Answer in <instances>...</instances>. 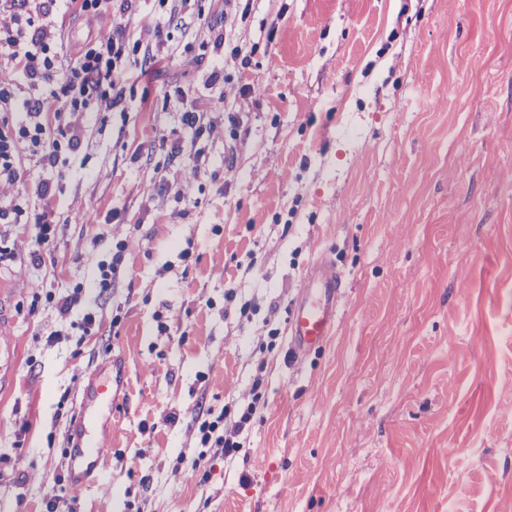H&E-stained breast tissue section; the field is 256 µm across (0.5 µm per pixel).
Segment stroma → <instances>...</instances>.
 <instances>
[{
  "label": "stroma",
  "mask_w": 512,
  "mask_h": 512,
  "mask_svg": "<svg viewBox=\"0 0 512 512\" xmlns=\"http://www.w3.org/2000/svg\"><path fill=\"white\" fill-rule=\"evenodd\" d=\"M65 9L64 62L112 23ZM157 28L126 110L81 114L56 168L19 152L0 188L27 216L0 223V512L62 486L68 512H512V0H138L132 38ZM177 86L211 135L191 140ZM323 255L345 296L295 358ZM105 363L128 390L74 490ZM257 388L242 450L205 447L201 420L234 424ZM82 399L84 411L73 425L72 448H69V471L73 488H81L98 476L106 461L105 448L96 439L101 433L103 419L112 415L124 387V373L103 375L98 368L90 376Z\"/></svg>",
  "instance_id": "stroma-1"
}]
</instances>
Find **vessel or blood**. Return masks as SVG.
Here are the masks:
<instances>
[{
  "label": "vessel or blood",
  "mask_w": 512,
  "mask_h": 512,
  "mask_svg": "<svg viewBox=\"0 0 512 512\" xmlns=\"http://www.w3.org/2000/svg\"><path fill=\"white\" fill-rule=\"evenodd\" d=\"M308 282L289 322L292 348L298 355L322 346L331 335L336 325L344 275L324 258L314 265ZM123 386V377L96 371L84 388V411L73 425V442L69 450L73 487H83L103 470L106 453L98 435L103 419L111 415Z\"/></svg>",
  "instance_id": "b4317fda"
}]
</instances>
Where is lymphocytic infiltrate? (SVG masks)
<instances>
[{
  "label": "lymphocytic infiltrate",
  "mask_w": 512,
  "mask_h": 512,
  "mask_svg": "<svg viewBox=\"0 0 512 512\" xmlns=\"http://www.w3.org/2000/svg\"><path fill=\"white\" fill-rule=\"evenodd\" d=\"M52 2L0 0V45L9 49L6 62L37 88L22 99L12 84L0 82V112H23L13 134L0 135V186L19 178V147H26L35 163L56 166L62 149H74L78 138H53L52 124L80 112L124 111L127 89L134 82L129 64L136 50L119 20L107 33L85 42L73 63L59 70Z\"/></svg>",
  "instance_id": "obj_1"
}]
</instances>
